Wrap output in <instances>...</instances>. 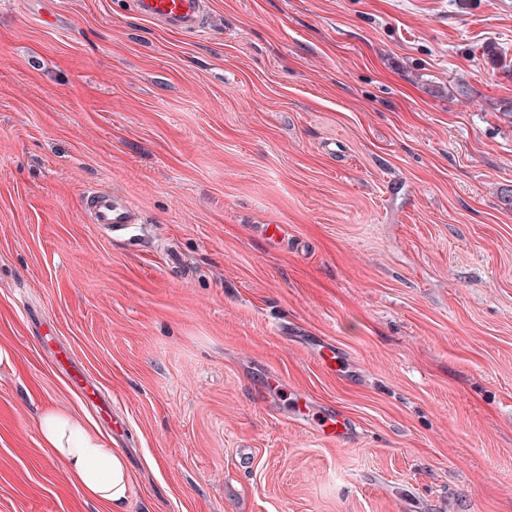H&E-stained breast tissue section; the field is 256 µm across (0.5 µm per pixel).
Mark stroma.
Returning a JSON list of instances; mask_svg holds the SVG:
<instances>
[{
	"mask_svg": "<svg viewBox=\"0 0 512 512\" xmlns=\"http://www.w3.org/2000/svg\"><path fill=\"white\" fill-rule=\"evenodd\" d=\"M209 9L186 36L0 0V512H109L48 409L122 453L126 512H512V0ZM90 188L141 210L132 239ZM272 374L351 444L269 413ZM83 208L90 214L92 223L112 228L114 239L133 237L134 231L142 224L138 208L103 189L87 190L83 196ZM313 358L318 366L331 374L343 373L341 358L336 352V348L327 343H320L313 350Z\"/></svg>",
	"mask_w": 512,
	"mask_h": 512,
	"instance_id": "obj_1",
	"label": "stroma"
}]
</instances>
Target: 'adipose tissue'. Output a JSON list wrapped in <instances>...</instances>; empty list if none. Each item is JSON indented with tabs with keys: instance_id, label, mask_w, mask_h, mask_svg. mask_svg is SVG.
<instances>
[{
	"instance_id": "adipose-tissue-1",
	"label": "adipose tissue",
	"mask_w": 512,
	"mask_h": 512,
	"mask_svg": "<svg viewBox=\"0 0 512 512\" xmlns=\"http://www.w3.org/2000/svg\"><path fill=\"white\" fill-rule=\"evenodd\" d=\"M39 431L46 447L66 465L78 493L106 503L111 512H125L131 479L124 458L97 430L69 413L49 409L40 416Z\"/></svg>"
}]
</instances>
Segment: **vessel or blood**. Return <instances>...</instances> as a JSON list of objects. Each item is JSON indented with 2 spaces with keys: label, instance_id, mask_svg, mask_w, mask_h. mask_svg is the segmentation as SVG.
Wrapping results in <instances>:
<instances>
[{
  "label": "vessel or blood",
  "instance_id": "1",
  "mask_svg": "<svg viewBox=\"0 0 512 512\" xmlns=\"http://www.w3.org/2000/svg\"><path fill=\"white\" fill-rule=\"evenodd\" d=\"M132 5L140 16L180 33L201 32L210 21L208 0H132ZM83 208L93 223L111 228L116 239L133 235L142 222L138 208L99 188L85 192ZM313 358L328 373L342 370L341 359L330 344H319L313 351ZM288 411L294 422L327 442L345 443L357 431V424L349 415L336 411L334 406L315 403L313 397L304 392L288 393Z\"/></svg>",
  "mask_w": 512,
  "mask_h": 512
}]
</instances>
